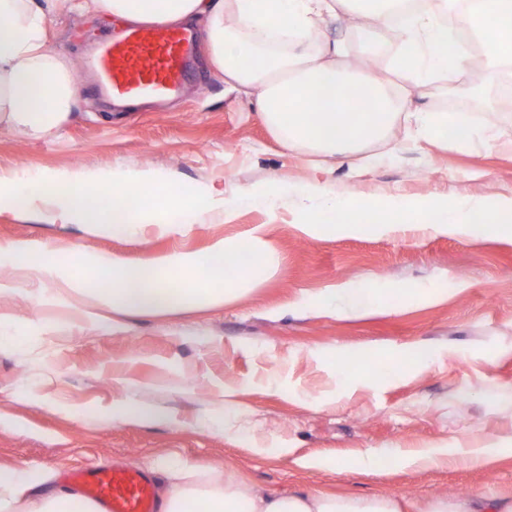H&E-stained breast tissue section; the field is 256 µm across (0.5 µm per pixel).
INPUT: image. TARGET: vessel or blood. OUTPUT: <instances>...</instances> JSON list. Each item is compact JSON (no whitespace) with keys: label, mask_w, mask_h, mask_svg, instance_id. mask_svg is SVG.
<instances>
[{"label":"vessel or blood","mask_w":512,"mask_h":512,"mask_svg":"<svg viewBox=\"0 0 512 512\" xmlns=\"http://www.w3.org/2000/svg\"><path fill=\"white\" fill-rule=\"evenodd\" d=\"M194 52V37L185 30L134 26L121 38L102 44L91 65L113 96L164 98L183 87ZM78 488L101 512H157L151 481L139 470H85Z\"/></svg>","instance_id":"1"}]
</instances>
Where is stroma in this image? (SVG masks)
<instances>
[{"mask_svg":"<svg viewBox=\"0 0 512 512\" xmlns=\"http://www.w3.org/2000/svg\"><path fill=\"white\" fill-rule=\"evenodd\" d=\"M48 24L53 50L83 73L79 101L49 139L0 127V173L21 182L154 168L226 197L277 181L339 196L512 202V111L503 109L496 73L476 83L454 76L444 95L429 84L412 91L413 104L494 126L490 145L416 142L400 121L352 158L314 163L274 139L250 97L216 75L206 50L181 98L119 107L95 89L90 69L98 41L120 33L117 22L57 12ZM298 222L283 209L218 208L197 223L148 226L131 237L1 212L0 245L27 240L137 259L201 252L256 229L274 262L259 285L224 305L128 314L123 330L94 332L74 308L29 303L28 294L58 290L36 259H0V276L18 288L0 298V313L17 327L0 344V471H45L65 486L71 471L90 466L221 462L268 494L512 496V239L420 224L309 237ZM367 287L415 297L350 318L322 303L327 289ZM381 354L396 358L384 377L376 374ZM228 386L236 391L230 403ZM126 399L147 418L114 420L113 404ZM488 443L507 453L481 468L412 469L396 458ZM371 453L387 466L359 467Z\"/></svg>","mask_w":512,"mask_h":512,"instance_id":"35a3bbf8","label":"stroma"}]
</instances>
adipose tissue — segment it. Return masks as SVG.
I'll return each mask as SVG.
<instances>
[{
	"instance_id": "1",
	"label": "adipose tissue",
	"mask_w": 512,
	"mask_h": 512,
	"mask_svg": "<svg viewBox=\"0 0 512 512\" xmlns=\"http://www.w3.org/2000/svg\"><path fill=\"white\" fill-rule=\"evenodd\" d=\"M111 16L127 23L204 21L214 70L254 96L263 123L291 152L350 156L386 140L397 120L418 139H444L449 123L465 142L475 131L464 114L412 106L410 89L465 71L472 54L464 40L483 42L485 65L512 69V0H0V126L54 135L68 120L78 86L70 61L49 46L47 14L54 9ZM351 10L368 31L391 32V77L348 67V43L322 25ZM360 86L363 97L351 94ZM269 253L258 234L213 241L205 252H173L129 262L73 250L46 252L38 272L60 282L59 301L81 302L92 330L119 329L120 314L165 315L221 305L259 284ZM232 275H225V266ZM166 487L159 512H512V499L438 497L419 502L397 495L363 497L314 491L269 496L217 465L155 463ZM0 512H99L76 492L56 487L48 473L0 472Z\"/></svg>"
}]
</instances>
